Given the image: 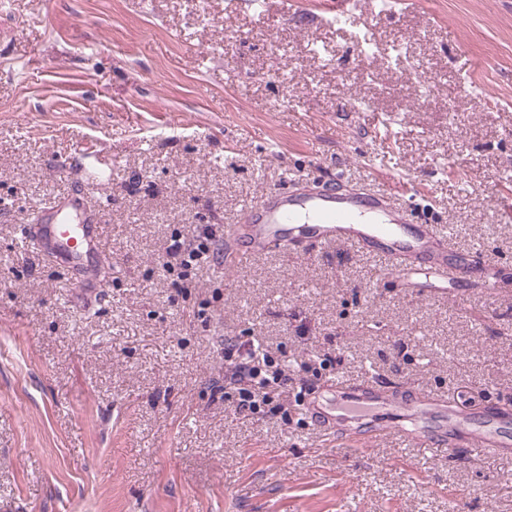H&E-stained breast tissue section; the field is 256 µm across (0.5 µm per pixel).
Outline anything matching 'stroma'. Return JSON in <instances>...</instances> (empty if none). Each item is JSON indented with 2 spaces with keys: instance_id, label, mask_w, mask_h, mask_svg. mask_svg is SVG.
<instances>
[{
  "instance_id": "1",
  "label": "stroma",
  "mask_w": 512,
  "mask_h": 512,
  "mask_svg": "<svg viewBox=\"0 0 512 512\" xmlns=\"http://www.w3.org/2000/svg\"><path fill=\"white\" fill-rule=\"evenodd\" d=\"M330 8L0 0V512H512V459L324 439L298 400L372 376L512 406V0ZM333 179L413 182L495 283L420 294L337 244L173 288V230ZM90 183L112 267L87 292L18 226ZM228 336L295 365L282 413L214 395Z\"/></svg>"
}]
</instances>
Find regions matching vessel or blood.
I'll return each mask as SVG.
<instances>
[{
  "mask_svg": "<svg viewBox=\"0 0 512 512\" xmlns=\"http://www.w3.org/2000/svg\"><path fill=\"white\" fill-rule=\"evenodd\" d=\"M102 224L94 222L81 192L19 227L30 252L65 264L91 282L88 264L101 250ZM344 242L378 256L389 275L421 291L456 288L478 279L481 263L453 250L435 225L416 224L409 208L387 192L356 193L344 187L295 182L292 190L262 195L224 232V267L242 256L285 244L319 249ZM324 397L306 400V412L324 437L359 438L362 429L380 440L393 433L423 450L471 457L512 454V410L497 407L473 413L447 397L401 388L368 378L335 379Z\"/></svg>",
  "mask_w": 512,
  "mask_h": 512,
  "instance_id": "1",
  "label": "vessel or blood"
}]
</instances>
